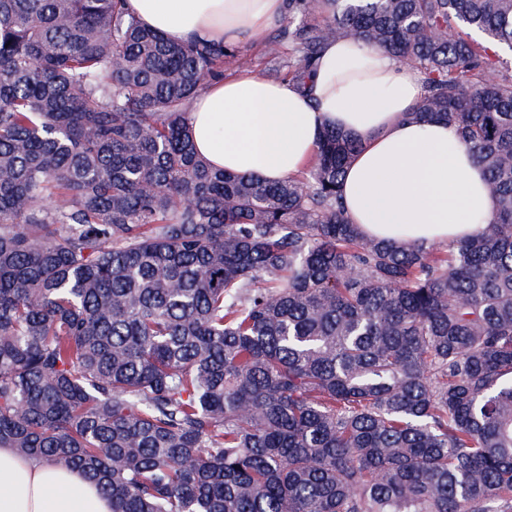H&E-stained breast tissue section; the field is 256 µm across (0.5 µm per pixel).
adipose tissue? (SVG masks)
Returning a JSON list of instances; mask_svg holds the SVG:
<instances>
[{"label": "adipose tissue", "mask_w": 512, "mask_h": 512, "mask_svg": "<svg viewBox=\"0 0 512 512\" xmlns=\"http://www.w3.org/2000/svg\"><path fill=\"white\" fill-rule=\"evenodd\" d=\"M141 24L173 43L263 41L284 0H127ZM419 73L358 40L325 45L308 89L245 67L209 82L187 115L213 168L266 181L299 175L325 129L362 140L342 179L345 213L370 238L449 245L474 236L493 201L483 167L446 122L408 119ZM0 512H112L78 471L0 448Z\"/></svg>", "instance_id": "1"}]
</instances>
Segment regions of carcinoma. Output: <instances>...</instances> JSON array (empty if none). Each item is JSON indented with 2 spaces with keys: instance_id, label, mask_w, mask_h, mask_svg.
Returning <instances> with one entry per match:
<instances>
[{
  "instance_id": "obj_1",
  "label": "carcinoma",
  "mask_w": 512,
  "mask_h": 512,
  "mask_svg": "<svg viewBox=\"0 0 512 512\" xmlns=\"http://www.w3.org/2000/svg\"><path fill=\"white\" fill-rule=\"evenodd\" d=\"M297 81L356 38L420 71L495 207L443 248L367 239L307 171L210 167L224 44L126 0H0V447L112 512H512V0H286ZM294 55L283 59V41Z\"/></svg>"
}]
</instances>
